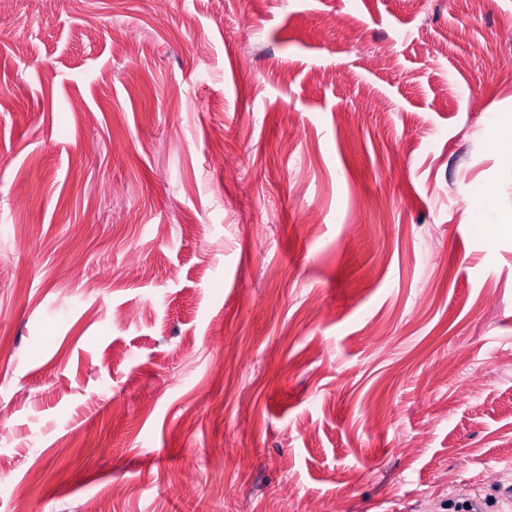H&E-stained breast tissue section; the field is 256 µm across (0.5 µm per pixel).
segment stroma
I'll return each instance as SVG.
<instances>
[{
  "mask_svg": "<svg viewBox=\"0 0 512 512\" xmlns=\"http://www.w3.org/2000/svg\"><path fill=\"white\" fill-rule=\"evenodd\" d=\"M507 352L512 0L0 11V512H506Z\"/></svg>",
  "mask_w": 512,
  "mask_h": 512,
  "instance_id": "35a3bbf8",
  "label": "stroma"
}]
</instances>
